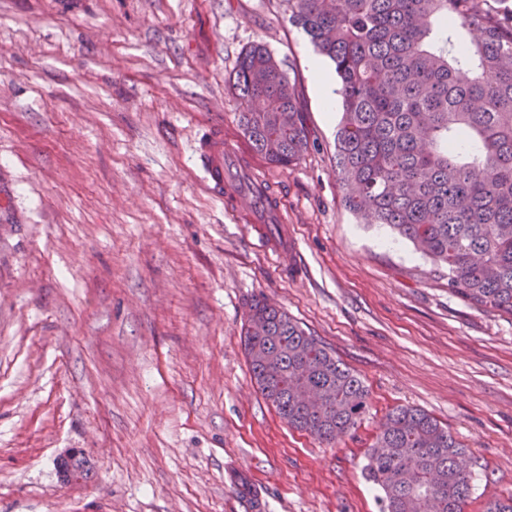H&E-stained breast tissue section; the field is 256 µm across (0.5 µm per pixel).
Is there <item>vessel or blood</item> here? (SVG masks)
Masks as SVG:
<instances>
[{
	"mask_svg": "<svg viewBox=\"0 0 512 512\" xmlns=\"http://www.w3.org/2000/svg\"><path fill=\"white\" fill-rule=\"evenodd\" d=\"M196 154L203 171V180L209 190L238 212L245 213L256 224H279L284 220L280 207L266 200L261 180L242 181L244 158L236 150L225 146L222 127L210 129L198 141Z\"/></svg>",
	"mask_w": 512,
	"mask_h": 512,
	"instance_id": "obj_1",
	"label": "vessel or blood"
}]
</instances>
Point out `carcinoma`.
Masks as SVG:
<instances>
[{"label":"carcinoma","instance_id":"cac0c4a2","mask_svg":"<svg viewBox=\"0 0 512 512\" xmlns=\"http://www.w3.org/2000/svg\"><path fill=\"white\" fill-rule=\"evenodd\" d=\"M499 0H289V22L333 64L341 100L336 161L342 200L436 266L467 304L512 316V12ZM475 31L468 42L463 32ZM229 83L237 124L268 164L296 165L314 144L298 83L262 42L242 50ZM244 349L264 399L289 427L332 443L369 405L362 380L285 310L252 299ZM323 395L307 410L296 388ZM467 450L422 409L386 416L366 477L384 512H465ZM86 478L82 452L60 460ZM483 512H512V495Z\"/></svg>","mask_w":512,"mask_h":512}]
</instances>
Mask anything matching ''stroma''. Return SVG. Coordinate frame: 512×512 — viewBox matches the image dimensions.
<instances>
[{"mask_svg":"<svg viewBox=\"0 0 512 512\" xmlns=\"http://www.w3.org/2000/svg\"><path fill=\"white\" fill-rule=\"evenodd\" d=\"M288 0H0V512H383L364 475L385 415L423 409L467 448L466 512L512 494V317L448 291L408 241L357 222L334 160L340 105ZM265 43L315 141L246 149L229 77ZM288 219L263 252L206 188L211 126ZM264 296L357 374L367 413L328 445L288 427L241 331ZM81 450L88 479L58 468Z\"/></svg>","mask_w":512,"mask_h":512,"instance_id":"35a3bbf8","label":"stroma"}]
</instances>
